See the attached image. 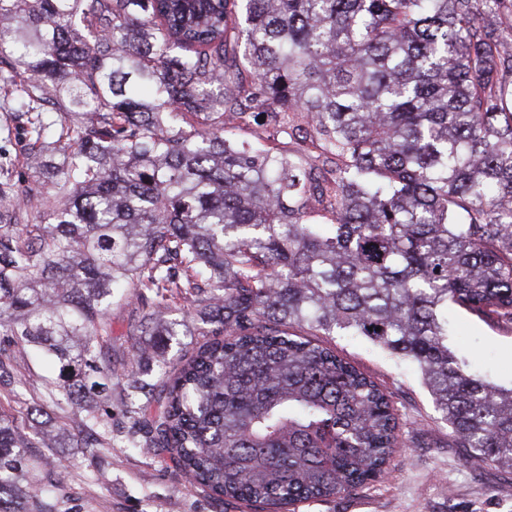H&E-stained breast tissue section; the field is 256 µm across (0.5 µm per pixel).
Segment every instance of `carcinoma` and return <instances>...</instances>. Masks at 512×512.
<instances>
[{"mask_svg": "<svg viewBox=\"0 0 512 512\" xmlns=\"http://www.w3.org/2000/svg\"><path fill=\"white\" fill-rule=\"evenodd\" d=\"M35 194L0 171V379L32 347L68 422L0 414V512H71L28 448L112 447V302L143 317L126 436L219 499L376 481L391 395L316 336L419 366L471 457L512 469V387L448 305L512 324V0H0ZM267 131L260 146L240 137ZM187 303L208 329L165 380Z\"/></svg>", "mask_w": 512, "mask_h": 512, "instance_id": "obj_1", "label": "carcinoma"}]
</instances>
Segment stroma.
Listing matches in <instances>:
<instances>
[{
  "instance_id": "obj_1",
  "label": "stroma",
  "mask_w": 512,
  "mask_h": 512,
  "mask_svg": "<svg viewBox=\"0 0 512 512\" xmlns=\"http://www.w3.org/2000/svg\"><path fill=\"white\" fill-rule=\"evenodd\" d=\"M18 99L0 96V167L26 180L27 139L9 127ZM112 363L129 364L128 348L142 320L138 303L113 304ZM336 351L386 388L402 424L403 446L389 472L373 485L336 498L297 505L295 512H512V471L492 464L470 463L469 449L459 447L450 426L441 420L416 364L390 356L359 336H326ZM448 345L465 359L469 371L501 386L512 385V327L489 323L475 314L448 309ZM17 373L24 385L0 399V412L26 417L48 404L51 366L35 351L20 355ZM56 473L73 512H262L228 503L194 487L167 454L133 443L110 449L102 471L91 476L80 448L38 451Z\"/></svg>"
}]
</instances>
